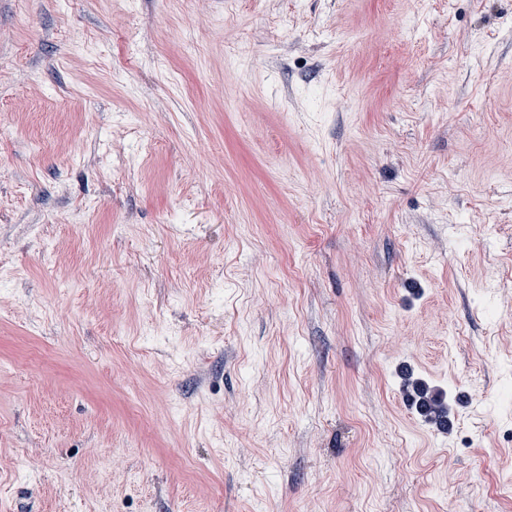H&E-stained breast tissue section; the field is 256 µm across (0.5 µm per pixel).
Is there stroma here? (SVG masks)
<instances>
[{"label":"stroma","mask_w":512,"mask_h":512,"mask_svg":"<svg viewBox=\"0 0 512 512\" xmlns=\"http://www.w3.org/2000/svg\"><path fill=\"white\" fill-rule=\"evenodd\" d=\"M1 280L0 512H512V0H0ZM406 396L425 419L443 427L448 426V405L444 397L430 390L424 382L408 379Z\"/></svg>","instance_id":"stroma-1"}]
</instances>
